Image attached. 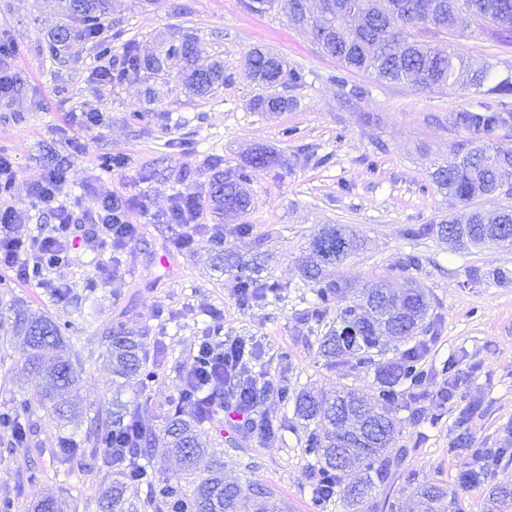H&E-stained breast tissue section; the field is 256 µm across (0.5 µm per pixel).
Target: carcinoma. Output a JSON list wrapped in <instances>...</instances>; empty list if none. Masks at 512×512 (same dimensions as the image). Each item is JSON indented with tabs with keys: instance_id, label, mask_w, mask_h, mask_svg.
<instances>
[{
	"instance_id": "obj_1",
	"label": "carcinoma",
	"mask_w": 512,
	"mask_h": 512,
	"mask_svg": "<svg viewBox=\"0 0 512 512\" xmlns=\"http://www.w3.org/2000/svg\"><path fill=\"white\" fill-rule=\"evenodd\" d=\"M307 0H247L248 9L265 13L277 8L299 25L306 23L321 34L319 49L336 58L348 72H364L381 82L404 83L419 91L432 90L460 82L479 95L512 93V80L493 78L497 64L488 62L473 70L464 59L450 51L444 52L427 41L428 36H453L477 27L490 32L497 40L512 38V0H321L317 15H305ZM112 0H58L60 12L72 24L57 29L49 41L47 52L54 56L58 46L74 39H91L97 33L98 21L111 8ZM197 43L190 36L171 43L160 57L142 61L126 48L122 66L117 72L126 77L141 69L153 72L165 70L169 62L179 63L182 82L188 92L206 95L224 84V64L216 62L207 69L195 67ZM248 75L265 93L250 103L255 112L276 114L290 106L288 99L275 93L287 82L297 84L302 75L286 68L278 55L256 47L247 56ZM337 96L342 104L360 99L366 90L349 85L336 77ZM456 126L472 132H490L512 122L506 110H458L453 116ZM222 159H212L214 173L209 184V197L216 209L226 218L246 214L252 205L246 188L248 169L288 166L273 150L258 146L246 159L244 166L230 173L220 169ZM432 183L446 195L469 206L478 198L500 195V186L512 182V155L493 151L476 140L463 141L450 150L448 161L430 173ZM487 214L472 209L466 221L444 217L435 224L409 227L405 234L411 238L435 234L458 249L468 245H512V205L501 207L496 216L508 228L500 233L486 224ZM327 229L337 239L340 250L327 259L311 241L314 260L303 266V277L314 288L315 306L304 311L302 319L316 323L323 312L336 306V325L323 336V356L345 361L353 358L363 368L377 364V387L374 394L364 396L345 389L327 399L311 390L291 394L288 387L267 381L258 400L276 398L294 404V414L303 421L305 452L314 459V503L323 508L333 496H338L349 512H363L377 484L394 475L409 455L408 448H391L400 407L418 403L428 386L432 372L423 364L427 341L424 333L436 335L438 323L429 320L431 302L414 281L408 280L398 291L383 280L363 289L360 297H348L349 285L333 270L339 269L362 243L344 224H329ZM239 237L251 235V225L236 224L224 227L216 224L205 228L200 237L212 249L224 244V234ZM32 256L24 275L49 289L50 294L68 295L44 277V271L67 260L64 252H48L42 239L33 237L22 242ZM235 289L243 305L267 298L278 291L279 285L261 283L245 263L236 265ZM0 304L13 312L7 321L0 318V332L23 341L27 348L25 365L36 389L41 393L43 407L60 418L79 410V375L73 360L70 343L65 336L69 323H61L43 312L18 306L15 300L0 298ZM108 357L115 364L114 374L122 379L139 378L143 388L155 381L156 373L149 367L147 352L141 337L125 330L124 324L105 330L103 336ZM414 342L398 358L377 363L373 355L387 349L392 342ZM201 384L180 378L178 401L195 403ZM241 389L231 388L215 399L211 408L196 410L190 420H172L162 435L144 427L136 409L121 404L118 410L96 418L81 438L74 434L61 437L62 462H71L76 452L95 453L108 448L112 458L124 465L108 484L101 508L104 512H123V495L128 483L144 484L150 488L158 512H240L244 500L252 499L253 512H282V506L271 490L257 489L252 496L236 482L224 480V464L212 460L204 475L197 474L200 458L209 454V446L199 431L214 414L224 409V397L236 399ZM482 410V398L473 397L459 411L455 427L459 430L453 448H470L473 439L468 425ZM33 413L16 409L0 413V427L10 430L15 442L29 443L34 432ZM172 455L180 461V472L159 478L151 460L156 452ZM354 472L357 481L344 482V476ZM419 512H452L456 501L448 492L434 484H422L414 492ZM490 507L493 512L512 506V491L505 486L491 489ZM62 498L49 492L31 507V512H65Z\"/></svg>"
}]
</instances>
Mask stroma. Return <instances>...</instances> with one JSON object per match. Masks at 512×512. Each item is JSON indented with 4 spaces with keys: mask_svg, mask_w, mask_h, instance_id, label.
Listing matches in <instances>:
<instances>
[{
    "mask_svg": "<svg viewBox=\"0 0 512 512\" xmlns=\"http://www.w3.org/2000/svg\"><path fill=\"white\" fill-rule=\"evenodd\" d=\"M67 22L55 0H0V40L12 52L0 54V71L13 87L0 99V156L21 171L12 191L0 195V211L15 216L16 237L27 239L48 229L53 215L32 196V178L47 167H63L68 180L61 202L76 218H85L99 198L118 194L130 202L129 219L137 227L132 244L105 249L80 247L65 266L48 272L52 283L68 288L65 298L15 278L0 268L14 294L30 309L72 321L71 337L80 370L83 412L71 423L42 407L24 368V349L0 335V411L28 406L37 422L36 442L14 444L0 430V499L12 512H27L48 490L70 504V512H102L100 497L115 465L98 461L90 470L67 471L57 440L84 434L96 414L110 409L113 398L137 405L141 422L162 428L173 408L169 397L201 341L242 342L260 353L249 367L258 380L287 384L290 391L342 387L368 395L375 371L353 364H328L319 341L336 318L328 311L323 324L302 320L314 294L301 276V250L324 224H349L367 240L364 250L339 268L351 295L378 279L393 276L401 261L419 256L409 274L430 296L441 318L429 337L426 364L434 376L419 406L397 410L396 446L409 455L398 472L373 493L408 499L421 484H436L455 496L461 512H488L495 486H512V283L476 282L472 269L512 272V247H473L457 252L434 236L410 238L405 230L441 215L461 213L457 200L437 191L429 171L471 134L452 122L454 112L489 105L512 109V95H476L460 85L420 92L407 84L380 83L373 76L344 72L339 62L318 49L309 30L292 25L278 10L249 11L244 0H114L103 21L102 40L114 55L126 46L146 58L165 43L189 34L199 43L198 67L224 63V83L204 96L188 93L178 64L160 73L143 70L120 83L100 81L104 60L93 41H72L57 56L44 48ZM452 47L473 66L497 63L498 78H512V44L472 28L436 40ZM280 54L300 71V84L278 86L291 106L276 116L250 109L259 92L248 78L245 58L254 47ZM346 76L366 93L354 108L342 107L333 80ZM142 113L140 124L128 121ZM371 121H364V114ZM95 122H86V115ZM266 146L284 159L300 149L325 157L294 170H254L248 189L252 205L246 216L249 237H224V252L258 259L265 281L282 284L279 297L241 305L234 274L220 271L206 243L178 251L173 241L182 227L171 219L181 198L202 205V221L222 223L209 204L211 155L237 169L254 147ZM121 158V167L105 170L101 159ZM125 317L143 335L158 377L148 388L138 379L113 385L112 364L102 344L104 326ZM457 377V397L482 395L481 414L470 423L475 447L501 450L481 484L461 490L458 474L470 460L468 450L450 446L456 436V402L439 403L436 392L446 369ZM275 430L243 438L234 414L220 413L203 425V438L224 461L225 477L272 488L288 512H314L311 457L304 448V428L292 406L264 400Z\"/></svg>",
    "mask_w": 512,
    "mask_h": 512,
    "instance_id": "35a3bbf8",
    "label": "stroma"
}]
</instances>
